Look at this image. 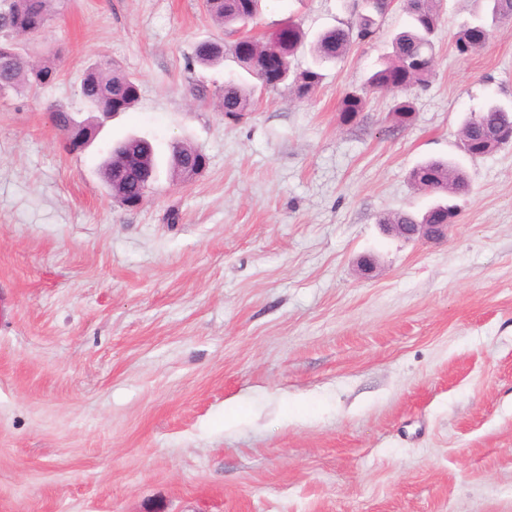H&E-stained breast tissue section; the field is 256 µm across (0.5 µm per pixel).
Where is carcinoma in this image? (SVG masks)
Wrapping results in <instances>:
<instances>
[{
    "label": "carcinoma",
    "mask_w": 512,
    "mask_h": 512,
    "mask_svg": "<svg viewBox=\"0 0 512 512\" xmlns=\"http://www.w3.org/2000/svg\"><path fill=\"white\" fill-rule=\"evenodd\" d=\"M440 0H405L404 11L409 17L408 28L392 40V53L368 79L374 91H386L400 95L392 112L398 123L410 121L412 102L402 96L408 89L428 82L433 71L434 38L439 28ZM491 20L512 14V0H486ZM60 0H10L7 8L0 10V98L14 95L35 94L52 83L58 74L55 61L41 62L32 59L17 47L14 39H30L45 33L58 13ZM260 0H205L208 17L219 26L246 25L253 20ZM471 26H466L453 36L457 55L466 57L474 53L470 46ZM376 34L372 16L363 14L356 24L347 28L328 29L315 39L312 52L317 67L300 73L291 71V58L304 44L305 33L300 27L290 24L266 37L252 38L251 46L239 52L235 42L224 44L220 40H205L197 43L192 61L202 66H215L232 57L234 63L252 78H258V63L267 51L280 48L286 79L290 80L295 93L304 98L314 94L320 87L323 74L318 66L344 59L356 42L370 40ZM255 87L245 83L239 76L224 81L221 91L222 112L226 115L245 112L252 105ZM80 94L89 103L91 111L106 115L111 111L112 96L118 95L124 103L123 111L132 109L139 98L136 80L126 74L110 59L102 58L85 70L80 81ZM365 99L357 93L345 95L339 112L345 121H352L363 111ZM56 126L74 136L86 135L92 139L100 127L99 119L72 121V116L61 104L50 108ZM512 130V112L506 107L491 104L479 113L466 118L462 137L470 141L477 155L490 153L505 144L502 135ZM132 159V177L127 182L112 180L114 165L122 159ZM155 172V156L152 145L143 138L130 137L109 151L101 167L102 179L112 197L121 200L139 184H150ZM414 184L429 185L446 195L460 193L468 185L467 177L454 164L442 160L426 161L411 173Z\"/></svg>",
    "instance_id": "obj_1"
}]
</instances>
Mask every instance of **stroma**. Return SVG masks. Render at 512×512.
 <instances>
[{"label": "stroma", "instance_id": "obj_1", "mask_svg": "<svg viewBox=\"0 0 512 512\" xmlns=\"http://www.w3.org/2000/svg\"><path fill=\"white\" fill-rule=\"evenodd\" d=\"M361 9L263 0L253 32L312 39ZM475 11L440 0L399 125L367 79L400 0L313 98L261 91L233 117L235 63H189L220 33L204 0H62L29 42L57 80L0 100V512H512V143L460 147L470 113L512 108V21L457 56ZM102 57L139 100L74 151L48 108L88 119L79 79ZM350 92L366 105L347 122ZM130 135L158 158L136 208L99 173ZM177 142L206 159L187 181ZM429 159L471 184L447 239L384 232L438 203L410 180ZM255 87L245 83L240 76L228 78L220 94L222 112L225 115L246 112L252 105Z\"/></svg>", "mask_w": 512, "mask_h": 512}]
</instances>
